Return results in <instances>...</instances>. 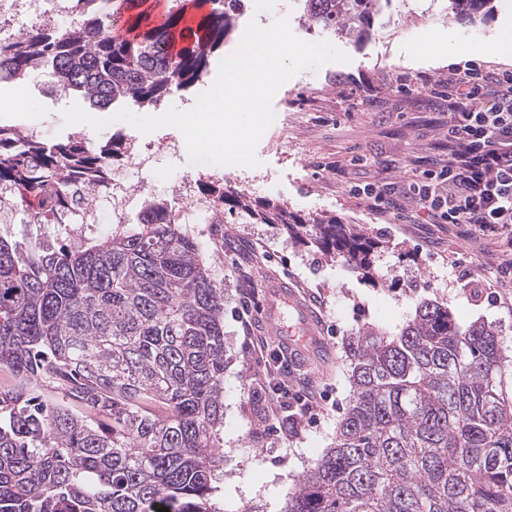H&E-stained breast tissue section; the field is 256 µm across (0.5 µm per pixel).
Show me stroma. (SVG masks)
Returning a JSON list of instances; mask_svg holds the SVG:
<instances>
[{
  "instance_id": "1",
  "label": "stroma",
  "mask_w": 512,
  "mask_h": 512,
  "mask_svg": "<svg viewBox=\"0 0 512 512\" xmlns=\"http://www.w3.org/2000/svg\"><path fill=\"white\" fill-rule=\"evenodd\" d=\"M452 34L459 44L478 39L494 44L499 17L491 15L472 27L449 19L442 0H400L390 23L375 24L369 37L351 45L337 41L345 63L305 70L284 83L272 101L275 121L262 135L257 166L241 178L224 166L193 165L187 151L155 155L138 176L153 191L171 192L184 175L211 173L254 200L270 199L304 217L333 216L381 238L374 281H367L344 257L329 256L290 241L281 225L231 219L222 224H185L215 283L224 290V341L229 363L224 370V479L216 496L222 512H283L302 475L336 439V427L351 394L346 345L365 325L399 330L417 305L433 301L448 306L457 323L492 324L506 355H512V288L503 287L498 269L512 265V252L486 256L462 228L438 231L431 224H389L367 200L350 192L353 182L404 184L413 172L406 159L433 155L443 143L445 127L434 94L448 77L444 65L410 59L425 30ZM421 79L424 90L399 92L401 80ZM48 73L34 76L27 88L0 81V124L25 129L46 145L72 136L63 112L73 101L44 94ZM371 85L373 101L360 105L350 96L352 84ZM349 165L336 170V156ZM120 225L101 223L85 230L76 224H32L23 212L0 233L31 241L102 238ZM296 283L306 300L315 302L332 326L324 338L329 353H309L294 362L290 390L320 385L331 398L316 424L293 433L291 412L271 417L273 405L262 384L268 364L281 343L268 336L266 350L250 346L249 328L241 316L244 300L265 302L271 277Z\"/></svg>"
}]
</instances>
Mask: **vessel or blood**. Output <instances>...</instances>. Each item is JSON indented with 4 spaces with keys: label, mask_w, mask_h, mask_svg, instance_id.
Listing matches in <instances>:
<instances>
[{
    "label": "vessel or blood",
    "mask_w": 512,
    "mask_h": 512,
    "mask_svg": "<svg viewBox=\"0 0 512 512\" xmlns=\"http://www.w3.org/2000/svg\"><path fill=\"white\" fill-rule=\"evenodd\" d=\"M288 308L293 309L297 314V329L292 334L288 333L284 324V311ZM262 322L265 326L284 335L288 350L294 354H305L323 344L320 337L322 317L284 280L276 279L269 282L267 308L263 312Z\"/></svg>",
    "instance_id": "b4317fda"
}]
</instances>
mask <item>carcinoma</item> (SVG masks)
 <instances>
[{
    "label": "carcinoma",
    "instance_id": "1",
    "mask_svg": "<svg viewBox=\"0 0 512 512\" xmlns=\"http://www.w3.org/2000/svg\"><path fill=\"white\" fill-rule=\"evenodd\" d=\"M235 0H109L79 33L32 26L0 42V69L35 52L51 87L104 110L188 92L231 36ZM374 0H316L303 19L351 42ZM490 0H448L474 26ZM195 27L184 24L186 16ZM178 52H172L175 44ZM113 140L53 146L0 126V186L34 224L68 214L70 184L100 176ZM220 212L284 225L288 237L367 273L380 240L226 188ZM144 222L80 246L0 235V512H218L223 479L224 289L199 244L158 204ZM352 394L334 446L285 512H512V391L483 322L459 326L421 302L390 333L347 343Z\"/></svg>",
    "mask_w": 512,
    "mask_h": 512
}]
</instances>
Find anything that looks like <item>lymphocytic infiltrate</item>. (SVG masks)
<instances>
[{"label": "lymphocytic infiltrate", "mask_w": 512, "mask_h": 512, "mask_svg": "<svg viewBox=\"0 0 512 512\" xmlns=\"http://www.w3.org/2000/svg\"><path fill=\"white\" fill-rule=\"evenodd\" d=\"M447 158L430 160L404 187L356 183L353 196L391 223L465 226L482 252L512 251V71L469 60L449 68Z\"/></svg>", "instance_id": "obj_1"}]
</instances>
